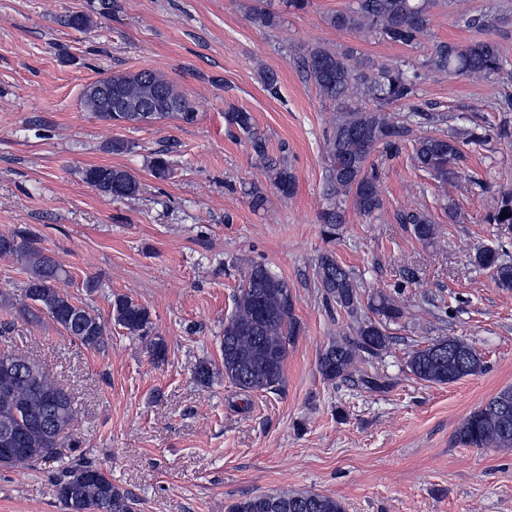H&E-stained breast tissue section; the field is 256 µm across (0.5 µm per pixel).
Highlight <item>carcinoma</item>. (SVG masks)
<instances>
[{
  "mask_svg": "<svg viewBox=\"0 0 512 512\" xmlns=\"http://www.w3.org/2000/svg\"><path fill=\"white\" fill-rule=\"evenodd\" d=\"M435 0H355V4L327 16L326 22L342 31L371 34L393 44L415 47L428 33L430 8ZM251 21L265 28L278 26V16L255 8ZM297 64L305 78L321 95L336 105V122L325 142L328 164L325 190L328 206L319 215L323 233L335 238L345 223L343 206L352 201L358 213L372 217L382 207L379 175L370 157L380 149L395 155L403 142H413V159L420 171L445 186L462 179L463 145L484 146L489 137L506 139L512 135L499 126L490 131L478 121L463 132L457 130L433 136L411 138L414 128L436 125L444 115L412 106L403 119L394 120L384 110L389 104H407L418 96V86L431 74L489 77L506 66L498 45L490 40L467 47L435 42L420 66L408 61L394 64L362 62L350 52L320 45L306 49ZM129 105L160 101L159 111L150 121L176 118L195 120L189 100L179 87L153 69L112 75V95L83 92L86 111L118 123L141 122L137 112L113 111L114 99ZM228 125L244 133L256 158L269 173V180L284 196L295 189L296 176L284 161L268 157L266 139L254 126L251 113H225ZM152 175L160 180L172 173V161L161 153L150 162ZM84 180L98 192L124 199L140 192V183L127 170L91 167ZM401 224L412 225L415 237L423 242L435 239L437 224L424 210L397 214ZM485 223L496 226L497 236H512V190L499 192L496 205ZM38 236L27 228L0 234V255L25 261L28 278L22 289L23 311L32 321L47 316L66 335L81 345L98 350L104 346L106 328L100 317L84 303H77L57 288L66 271L37 246ZM474 265L491 274L495 285L512 291V258L499 247L476 250ZM317 277L324 299L336 304L355 322L354 336L332 341L319 354L317 367L331 383L347 379L350 369L364 355L380 356L391 343L390 325L404 316L392 296L379 293L362 303L357 280L351 272L326 254L318 263ZM293 294L288 282L263 264H254L234 295V309L224 321L221 340L224 378L245 392H273L283 381L288 345L298 332L293 316ZM369 309L371 315L364 314ZM113 321L131 336H144L151 324L147 307L127 296L112 302ZM406 368L418 380L449 384L467 376H477L484 361L462 337L439 338L408 353ZM76 409L70 393L57 385L46 368L28 357L0 352V467L55 457L70 428ZM456 443L468 448L512 449V386L500 390L485 404L475 408L458 426ZM56 492L64 512H135L133 495L112 483V475L94 462L78 459L55 478ZM229 512H345L343 503L314 492L270 494L245 497Z\"/></svg>",
  "mask_w": 512,
  "mask_h": 512,
  "instance_id": "1",
  "label": "carcinoma"
}]
</instances>
